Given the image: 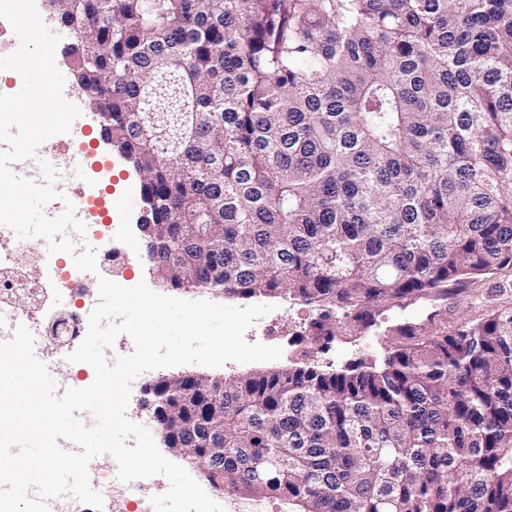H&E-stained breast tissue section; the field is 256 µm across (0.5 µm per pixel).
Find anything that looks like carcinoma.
I'll return each instance as SVG.
<instances>
[{
    "mask_svg": "<svg viewBox=\"0 0 512 512\" xmlns=\"http://www.w3.org/2000/svg\"><path fill=\"white\" fill-rule=\"evenodd\" d=\"M139 173L163 286L280 297L311 349L168 393L173 447L278 512H512V308L379 318L512 269V0H53ZM384 327L382 358L316 354Z\"/></svg>",
    "mask_w": 512,
    "mask_h": 512,
    "instance_id": "cac0c4a2",
    "label": "carcinoma"
}]
</instances>
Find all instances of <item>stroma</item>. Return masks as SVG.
Returning <instances> with one entry per match:
<instances>
[{
  "mask_svg": "<svg viewBox=\"0 0 512 512\" xmlns=\"http://www.w3.org/2000/svg\"><path fill=\"white\" fill-rule=\"evenodd\" d=\"M92 135L90 154L80 160L74 171L75 186H92L100 190L109 199L120 202V210L114 211L112 235L128 240L134 250H141L142 239L137 224L143 214V203L140 194V179L129 164L99 136L97 120H90ZM274 309L245 333L251 343L275 345L282 350H289L298 326L306 311L301 307L285 308L282 299H274ZM512 307V271L502 270L492 278L477 282L449 295L445 307L449 325L457 322L483 317L488 307ZM383 337L375 334L365 336H344L332 343L330 349L319 355V365L328 364L342 367L355 360H367L377 357L382 352ZM287 358L270 362L236 363L230 362L214 368L199 364L174 367V369H157L138 374L131 385V397L127 408L130 421L154 430L155 425L146 409L142 406L143 387L146 383L169 374H197L212 378H232L245 376L259 371L275 370L286 366Z\"/></svg>",
  "mask_w": 512,
  "mask_h": 512,
  "instance_id": "stroma-1",
  "label": "stroma"
}]
</instances>
